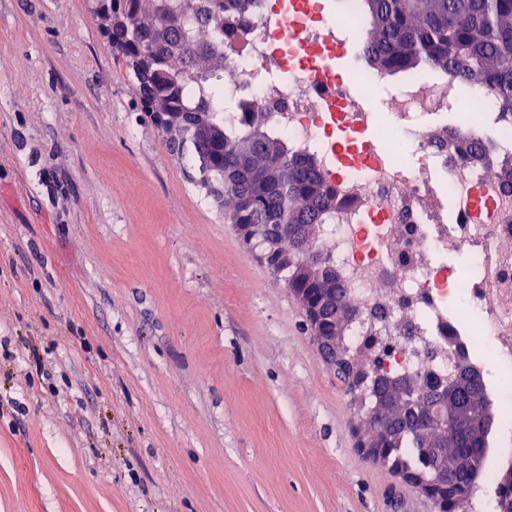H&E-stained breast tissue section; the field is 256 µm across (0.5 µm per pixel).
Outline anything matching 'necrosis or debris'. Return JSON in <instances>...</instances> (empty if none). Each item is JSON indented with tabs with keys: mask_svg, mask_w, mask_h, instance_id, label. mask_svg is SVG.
Masks as SVG:
<instances>
[{
	"mask_svg": "<svg viewBox=\"0 0 512 512\" xmlns=\"http://www.w3.org/2000/svg\"><path fill=\"white\" fill-rule=\"evenodd\" d=\"M346 24L320 6L253 0L232 39L217 25L200 37L224 58L212 101L225 128L247 129V103L269 131L312 155L336 194L318 241L359 317L348 342L384 344L390 372L453 374L459 357L493 370L490 395L512 377V115L481 87L461 96L442 73L390 81L363 56L361 0ZM390 89L374 111L375 91ZM464 104L478 153L460 158L450 110ZM464 268L449 273L448 258Z\"/></svg>",
	"mask_w": 512,
	"mask_h": 512,
	"instance_id": "necrosis-or-debris-1",
	"label": "necrosis or debris"
}]
</instances>
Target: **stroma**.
<instances>
[{"instance_id":"1","label":"stroma","mask_w":512,"mask_h":512,"mask_svg":"<svg viewBox=\"0 0 512 512\" xmlns=\"http://www.w3.org/2000/svg\"><path fill=\"white\" fill-rule=\"evenodd\" d=\"M365 432L100 0H0V512H431Z\"/></svg>"}]
</instances>
